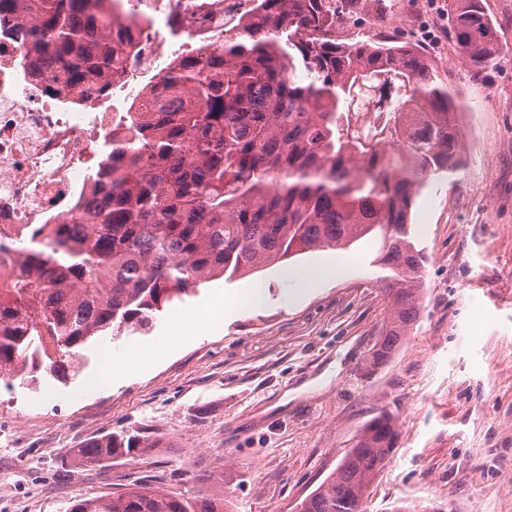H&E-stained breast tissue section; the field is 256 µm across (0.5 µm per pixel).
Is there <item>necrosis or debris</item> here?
I'll return each mask as SVG.
<instances>
[{
    "instance_id": "obj_1",
    "label": "necrosis or debris",
    "mask_w": 512,
    "mask_h": 512,
    "mask_svg": "<svg viewBox=\"0 0 512 512\" xmlns=\"http://www.w3.org/2000/svg\"><path fill=\"white\" fill-rule=\"evenodd\" d=\"M236 0H208L184 34L198 46L224 44ZM31 44L14 18H0V242L41 224H92L100 195L90 176L93 146L112 137L99 96L81 88L49 94L27 66Z\"/></svg>"
}]
</instances>
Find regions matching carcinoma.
I'll return each mask as SVG.
<instances>
[{"label": "carcinoma", "instance_id": "cac0c4a2", "mask_svg": "<svg viewBox=\"0 0 512 512\" xmlns=\"http://www.w3.org/2000/svg\"><path fill=\"white\" fill-rule=\"evenodd\" d=\"M143 0H0L29 25L31 74L52 95L85 84L105 94L134 49L132 26L153 24ZM360 0H254L217 51L196 50L161 74L118 121L122 137L92 172L104 197L97 223L35 228L25 268L0 284V381L67 378L97 336L145 332L168 305L203 284L231 281L298 254L378 237L393 272V311L366 369L387 364L416 321L426 257L409 217L430 176L454 171L461 134L448 85L414 45L336 35ZM448 23L475 73L499 56L482 0H450ZM390 113L364 132L352 112L365 90ZM382 414L361 431L297 512H367L368 491L398 440ZM137 432L69 451L96 466L151 448ZM69 512H230L210 476L182 493L135 485L77 497Z\"/></svg>", "mask_w": 512, "mask_h": 512}]
</instances>
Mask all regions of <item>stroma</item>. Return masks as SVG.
<instances>
[{
  "label": "stroma",
  "mask_w": 512,
  "mask_h": 512,
  "mask_svg": "<svg viewBox=\"0 0 512 512\" xmlns=\"http://www.w3.org/2000/svg\"><path fill=\"white\" fill-rule=\"evenodd\" d=\"M406 16L364 20L415 42L459 104L460 166L426 180L411 231L427 256L419 313L392 360H365L392 310L390 271L371 238L305 253L169 305L148 332L93 339L66 380L0 383V512H66L79 496L144 481L187 491L223 470L234 512H295L365 424L398 423L370 512H512V0H484L500 47L473 74L448 26V0H396ZM258 285L259 303L170 350L152 367L90 388L106 361L166 340L176 314ZM138 431L142 454L75 467L90 437Z\"/></svg>",
  "instance_id": "obj_1"
}]
</instances>
